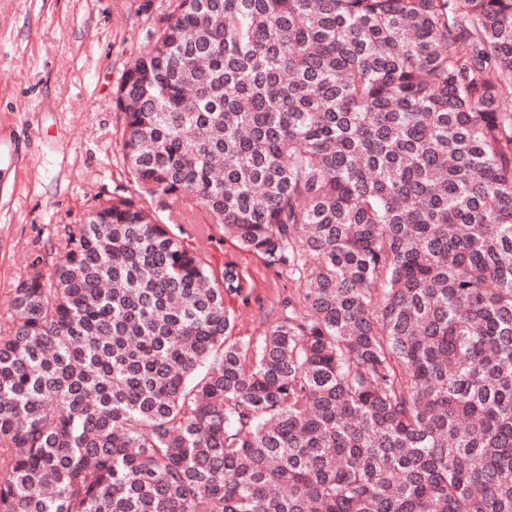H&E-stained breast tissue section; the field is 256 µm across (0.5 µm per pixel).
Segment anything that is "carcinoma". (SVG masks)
I'll return each instance as SVG.
<instances>
[{"instance_id":"1","label":"carcinoma","mask_w":512,"mask_h":512,"mask_svg":"<svg viewBox=\"0 0 512 512\" xmlns=\"http://www.w3.org/2000/svg\"><path fill=\"white\" fill-rule=\"evenodd\" d=\"M112 99L139 194L0 321V512H512V0H159ZM140 203L150 210L155 211L156 215L162 222L170 224L172 230L184 240L185 244L194 247L201 246L205 251L207 259L214 267H222L224 264L225 254L230 253L236 256L241 270L245 274H251L254 270L262 268L261 259L254 255L241 252L234 245V241L225 236L224 230L221 226L217 224H209L211 225L210 233L213 236V239L206 241L199 239L197 236L196 224L199 223H189L186 220L184 221L182 217L175 212V210L170 212L169 209L163 208L164 200L160 201L158 199L146 198L144 200H140ZM169 213L171 215V219H168ZM267 281L257 285L255 294L248 306L239 307V336H257L273 321V302L288 296L292 286L285 278H278L272 270L266 274Z\"/></svg>"}]
</instances>
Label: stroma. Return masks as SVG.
I'll return each instance as SVG.
<instances>
[{"label":"stroma","mask_w":512,"mask_h":512,"mask_svg":"<svg viewBox=\"0 0 512 512\" xmlns=\"http://www.w3.org/2000/svg\"><path fill=\"white\" fill-rule=\"evenodd\" d=\"M140 0H0V319L12 313V290L28 259L76 221L95 197L133 189L116 162L119 114L112 88L128 57L143 50ZM145 207L168 220L185 244L202 247L214 267L236 256L244 273L258 257L238 251L219 225L200 240L195 224L162 201ZM240 333L255 336L272 321L273 302L288 296L286 279L267 272Z\"/></svg>","instance_id":"35a3bbf8"}]
</instances>
